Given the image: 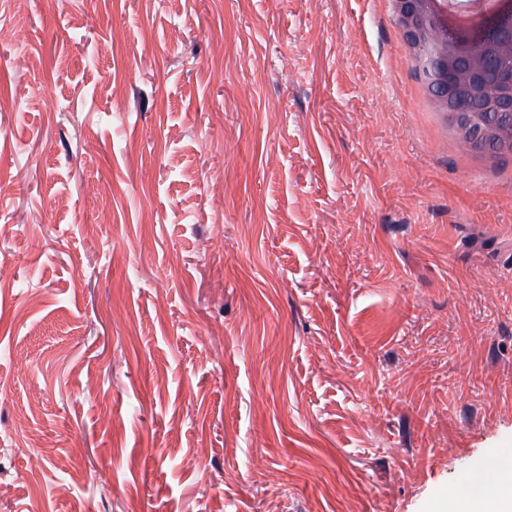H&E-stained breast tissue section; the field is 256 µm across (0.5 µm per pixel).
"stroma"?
I'll use <instances>...</instances> for the list:
<instances>
[{
  "mask_svg": "<svg viewBox=\"0 0 512 512\" xmlns=\"http://www.w3.org/2000/svg\"><path fill=\"white\" fill-rule=\"evenodd\" d=\"M0 512H435L512 458V155L388 0H0ZM458 139L465 149L480 142L484 147L496 143L512 142V100L502 103L495 119L469 125L460 123Z\"/></svg>",
  "mask_w": 512,
  "mask_h": 512,
  "instance_id": "stroma-1",
  "label": "stroma"
}]
</instances>
